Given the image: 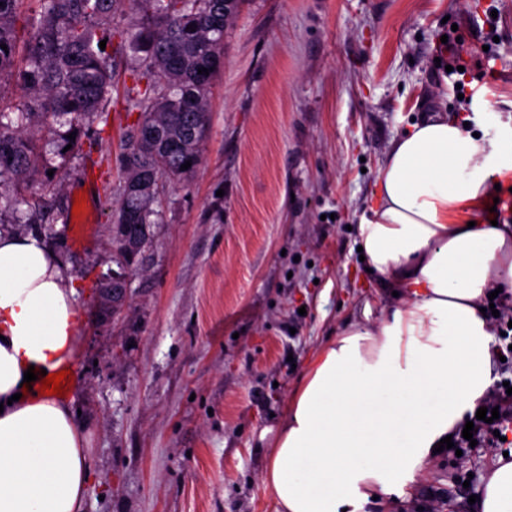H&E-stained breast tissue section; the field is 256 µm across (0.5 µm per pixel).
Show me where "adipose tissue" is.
Segmentation results:
<instances>
[{
	"mask_svg": "<svg viewBox=\"0 0 512 512\" xmlns=\"http://www.w3.org/2000/svg\"><path fill=\"white\" fill-rule=\"evenodd\" d=\"M512 184V127L429 117L395 140L357 226L367 268L395 297L374 326L347 322L308 362L268 443L273 512H363L405 494L439 441L497 378L490 289L512 294V224L473 220ZM75 281L43 240L0 232V512H82L85 435L70 406L25 382L75 360ZM479 512H512L499 459Z\"/></svg>",
	"mask_w": 512,
	"mask_h": 512,
	"instance_id": "1",
	"label": "adipose tissue"
}]
</instances>
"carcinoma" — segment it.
Wrapping results in <instances>:
<instances>
[{"label": "carcinoma", "mask_w": 512, "mask_h": 512, "mask_svg": "<svg viewBox=\"0 0 512 512\" xmlns=\"http://www.w3.org/2000/svg\"><path fill=\"white\" fill-rule=\"evenodd\" d=\"M0 1V45L7 46L0 48V83L8 79L22 93L16 107H0V184H25L50 145L59 154L68 145L79 148L89 119L110 112L117 55L127 48L143 53L145 84L126 98L140 115L127 137L125 177L112 213V248L120 255L127 243L138 257L132 236L143 225L150 236L161 223L159 179L184 177L202 162L211 85L242 0L227 11L224 0H129L136 22L126 30L112 23L123 0H34L28 8L27 0ZM202 68L208 74L198 73ZM58 116L69 117V132L53 127ZM31 126L44 129V145L33 142ZM45 219V194H31L25 222Z\"/></svg>", "instance_id": "cac0c4a2"}]
</instances>
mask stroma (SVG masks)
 Returning a JSON list of instances; mask_svg holds the SVG:
<instances>
[{
  "instance_id": "stroma-1",
  "label": "stroma",
  "mask_w": 512,
  "mask_h": 512,
  "mask_svg": "<svg viewBox=\"0 0 512 512\" xmlns=\"http://www.w3.org/2000/svg\"><path fill=\"white\" fill-rule=\"evenodd\" d=\"M453 31L463 54H496L475 120L512 124V0H245L224 36L203 163L165 180L163 221L116 307L112 211L139 118L124 104L138 63L117 59L97 145L48 155L63 175L58 209L97 189L86 239L74 244L62 218L41 230L85 316L66 397L90 461L83 512H270L260 435L327 338L373 325L389 300L354 228L394 139L457 109L434 62ZM499 455L439 456L409 497L374 512H476L468 499Z\"/></svg>"
}]
</instances>
